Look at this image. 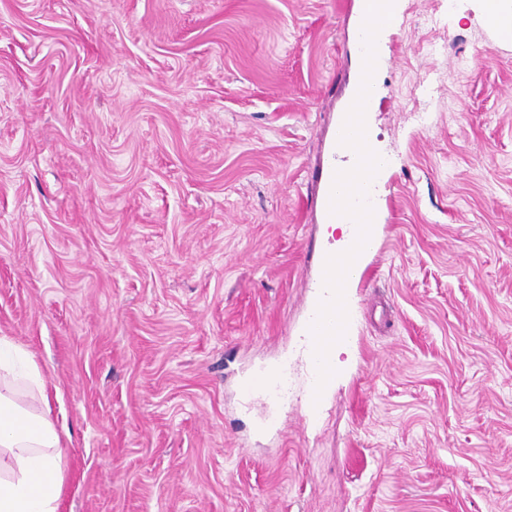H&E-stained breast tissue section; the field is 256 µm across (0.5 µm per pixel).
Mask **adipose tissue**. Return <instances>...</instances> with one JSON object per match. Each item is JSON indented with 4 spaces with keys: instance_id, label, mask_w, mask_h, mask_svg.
<instances>
[{
    "instance_id": "ef3b65f1",
    "label": "adipose tissue",
    "mask_w": 512,
    "mask_h": 512,
    "mask_svg": "<svg viewBox=\"0 0 512 512\" xmlns=\"http://www.w3.org/2000/svg\"><path fill=\"white\" fill-rule=\"evenodd\" d=\"M63 455L39 366L0 336V512H58Z\"/></svg>"
}]
</instances>
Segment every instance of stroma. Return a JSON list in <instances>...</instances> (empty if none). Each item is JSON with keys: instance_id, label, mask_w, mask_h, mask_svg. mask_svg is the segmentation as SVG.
<instances>
[{"instance_id": "obj_1", "label": "stroma", "mask_w": 512, "mask_h": 512, "mask_svg": "<svg viewBox=\"0 0 512 512\" xmlns=\"http://www.w3.org/2000/svg\"><path fill=\"white\" fill-rule=\"evenodd\" d=\"M396 7L314 417L358 0H0V336L69 433L59 512H512V45L476 0ZM352 224L353 223L345 224L344 222H336V224H329V226H331V228H332V231L339 229L341 232V239L339 240L336 248L333 249V250H336V252L328 250V251L320 252L316 256V266L318 269L317 288H319L320 296L317 299V301H315L308 308L307 315H306L305 322H304V336H305V341H306V349H307L310 363H311V377H310V382H309V385H308V388L306 391V403H307L309 412L312 416H316L319 413L320 409L322 408L323 396L326 393V391L329 389L331 383L334 381L336 376L333 377L326 384V386L324 387V389L322 391V394H321V397H320L318 403L315 404L314 403V392H315V387H316V383H317V379H318V373H317V367H316L314 354H313L314 343H313V338L309 332V326L316 318L318 304H319L320 300L323 298H328L330 295L324 286V270H325L326 258L328 255H333L336 253L339 254V252H342L347 248L348 244L351 241V237H352V232H353ZM354 226L355 227H354L353 238H352V241H351L350 245L348 246L347 250L354 244L356 236H357L356 225H354Z\"/></svg>"}]
</instances>
